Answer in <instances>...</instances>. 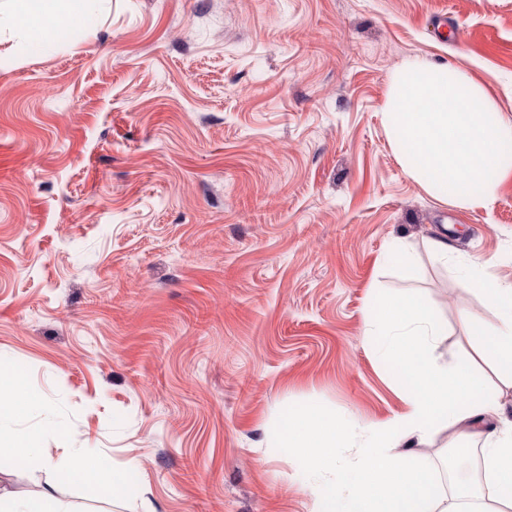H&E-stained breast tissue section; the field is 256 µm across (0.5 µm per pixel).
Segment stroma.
Returning a JSON list of instances; mask_svg holds the SVG:
<instances>
[{"label": "stroma", "mask_w": 512, "mask_h": 512, "mask_svg": "<svg viewBox=\"0 0 512 512\" xmlns=\"http://www.w3.org/2000/svg\"><path fill=\"white\" fill-rule=\"evenodd\" d=\"M0 0V370L34 401L43 461L0 458V496L64 512H314L318 479L278 445L288 413L358 427L403 412L364 317L413 293L459 314L457 257L512 282V177L485 206L443 202L383 122L411 59L459 67L512 120V0H88L48 44ZM446 19L448 33L433 25ZM408 249L413 270L385 262ZM89 448L126 475L75 480Z\"/></svg>", "instance_id": "35a3bbf8"}]
</instances>
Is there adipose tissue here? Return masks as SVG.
<instances>
[{
  "mask_svg": "<svg viewBox=\"0 0 512 512\" xmlns=\"http://www.w3.org/2000/svg\"><path fill=\"white\" fill-rule=\"evenodd\" d=\"M86 0H23L32 41L47 40L49 20L82 16ZM494 259L467 263L464 288L484 296L497 323L481 328L474 357L455 364L439 362L435 351L445 329L431 306L414 294H376L365 317L376 358L401 386L406 411L360 427L355 461L337 464V449L347 436L318 409L290 414L280 425L282 442L301 449L313 473L332 472L318 491L316 512H512V423L483 431L479 424L500 416L501 404L479 372L492 368L512 388V283L493 275ZM450 442L479 446L473 479L444 491L428 468L410 464L402 447L424 446L440 434ZM70 468L84 482L101 487L121 484L104 458L79 448Z\"/></svg>",
  "mask_w": 512,
  "mask_h": 512,
  "instance_id": "adipose-tissue-1",
  "label": "adipose tissue"
}]
</instances>
